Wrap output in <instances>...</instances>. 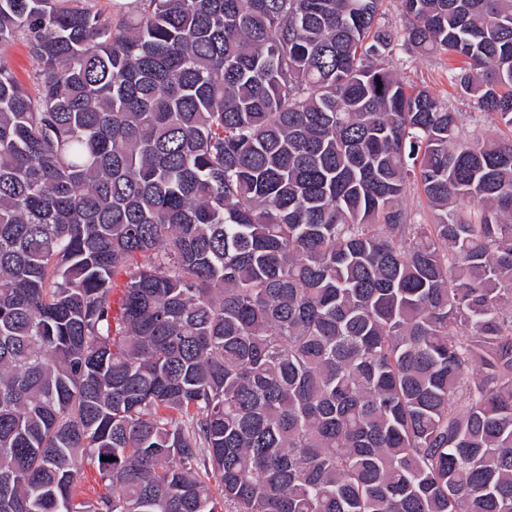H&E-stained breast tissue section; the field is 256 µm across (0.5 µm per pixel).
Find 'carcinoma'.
<instances>
[{
    "label": "carcinoma",
    "instance_id": "carcinoma-1",
    "mask_svg": "<svg viewBox=\"0 0 512 512\" xmlns=\"http://www.w3.org/2000/svg\"><path fill=\"white\" fill-rule=\"evenodd\" d=\"M383 2L0 0V512H512V0ZM0 57L4 59L14 74L31 92H36L38 84L35 73L38 66L25 41L17 39L0 45ZM393 70L409 85H428L453 112L461 115L467 131L475 128L473 115L480 112L468 99L461 97L448 82V57L432 54H395L387 61Z\"/></svg>",
    "mask_w": 512,
    "mask_h": 512
}]
</instances>
